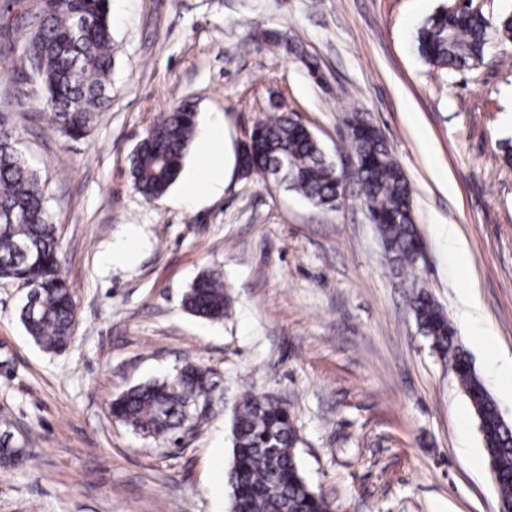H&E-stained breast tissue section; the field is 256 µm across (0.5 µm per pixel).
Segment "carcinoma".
<instances>
[{
	"label": "carcinoma",
	"instance_id": "1",
	"mask_svg": "<svg viewBox=\"0 0 512 512\" xmlns=\"http://www.w3.org/2000/svg\"><path fill=\"white\" fill-rule=\"evenodd\" d=\"M12 41L44 88L51 119L71 139L97 124L110 102L114 62L110 0H41L17 17ZM512 41V15L497 20L464 7L430 15L417 34V51L428 64L450 72L482 65L490 37ZM349 153L359 158L354 183L391 261L401 270L421 259L407 178L380 130L352 115ZM197 113L187 103L163 112L131 158L134 188L161 197L180 175L196 135ZM257 143L238 157L243 175L271 178L316 207H334L346 180L315 135L294 114L278 113L255 125ZM37 173L9 136H0V280L32 292L21 309L28 335L45 351H64L75 321V301L57 259L56 226L44 207ZM410 303L418 327L452 369L479 421L485 457L495 473L501 512H512V425L508 424L469 357L455 345L447 316L423 289ZM230 300L221 273H202L183 298L190 313L210 320L227 314ZM220 400L211 371L183 364L160 381L134 386L108 404L113 419L154 441L172 440L194 430L205 409ZM234 448L226 472L232 489L231 512H332L326 498L303 476L295 455L297 429L288 406L266 395L246 392L233 416ZM30 453L0 435V464L22 466Z\"/></svg>",
	"mask_w": 512,
	"mask_h": 512
}]
</instances>
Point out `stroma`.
<instances>
[{"label":"stroma","instance_id":"1","mask_svg":"<svg viewBox=\"0 0 512 512\" xmlns=\"http://www.w3.org/2000/svg\"><path fill=\"white\" fill-rule=\"evenodd\" d=\"M454 0H112L111 102L73 140L50 120L0 17V120L45 186L61 272L75 299L68 348L44 352L20 321L25 291L0 281V418L32 458L0 466V512H230L213 496L230 466L233 408L245 391L284 401L296 454L333 512H499L476 414L449 361L417 329L425 286L458 324L477 297L498 350L512 355V42L448 72L416 49L426 18ZM189 102L199 128L225 125L228 177L186 202L182 183L138 193L130 157L160 113ZM296 113L328 154L362 112L410 184L424 255L402 272L356 194L315 207L236 159L255 124ZM456 225L466 257L436 225ZM132 258L101 257L118 237ZM216 269L232 305L221 321L187 312L184 292ZM512 424V390L486 377L476 338L457 335ZM209 367L222 403L168 442L135 435L107 404L184 362Z\"/></svg>","mask_w":512,"mask_h":512}]
</instances>
